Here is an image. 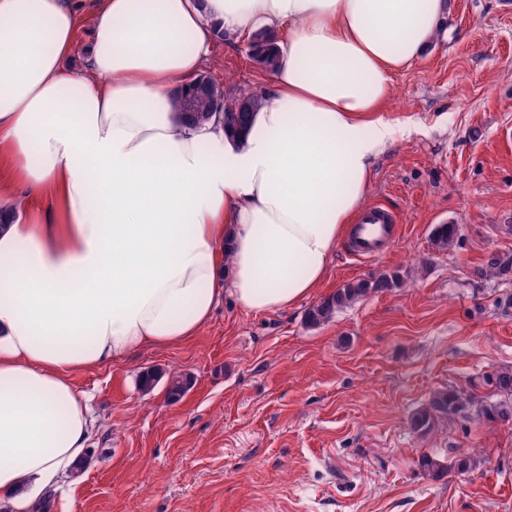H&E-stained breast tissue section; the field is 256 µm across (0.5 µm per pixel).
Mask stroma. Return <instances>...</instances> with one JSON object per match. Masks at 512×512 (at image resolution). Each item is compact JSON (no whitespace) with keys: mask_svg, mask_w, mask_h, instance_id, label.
I'll return each instance as SVG.
<instances>
[{"mask_svg":"<svg viewBox=\"0 0 512 512\" xmlns=\"http://www.w3.org/2000/svg\"><path fill=\"white\" fill-rule=\"evenodd\" d=\"M448 36L395 75L385 119L404 137L375 161L367 201L400 216L381 257L338 245L328 279L291 309L255 314L225 296L200 336L73 374L94 417L86 466L38 512H512V421L465 414L413 432L434 390L491 393L512 367V0H452ZM205 75L268 93L274 75L244 37L215 41ZM458 228L447 249L431 237ZM396 272L310 327L306 310L345 284ZM192 376L179 399L142 372ZM476 451L464 475L420 474L421 453Z\"/></svg>","mask_w":512,"mask_h":512,"instance_id":"35a3bbf8","label":"stroma"}]
</instances>
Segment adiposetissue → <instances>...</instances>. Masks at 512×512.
I'll use <instances>...</instances> for the list:
<instances>
[{"instance_id": "1", "label": "adipose tissue", "mask_w": 512, "mask_h": 512, "mask_svg": "<svg viewBox=\"0 0 512 512\" xmlns=\"http://www.w3.org/2000/svg\"><path fill=\"white\" fill-rule=\"evenodd\" d=\"M0 0V503L31 512L81 462L75 370L199 336L322 286L399 130L394 76L450 0ZM266 30L274 87L247 133L174 107L216 30ZM93 37V23L91 15H87L86 21L77 36V50L73 56L67 61L68 66L74 70H82L84 68L86 50Z\"/></svg>"}]
</instances>
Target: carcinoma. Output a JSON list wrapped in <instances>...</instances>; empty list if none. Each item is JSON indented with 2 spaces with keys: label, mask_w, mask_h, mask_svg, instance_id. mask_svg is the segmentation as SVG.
Wrapping results in <instances>:
<instances>
[{
  "label": "carcinoma",
  "mask_w": 512,
  "mask_h": 512,
  "mask_svg": "<svg viewBox=\"0 0 512 512\" xmlns=\"http://www.w3.org/2000/svg\"><path fill=\"white\" fill-rule=\"evenodd\" d=\"M249 50L266 69L275 70L278 62V49L267 42L262 31L259 30L249 36ZM204 83L207 84V89L203 93H197L188 98L182 96L177 100L178 110L189 115L190 119L196 123L206 122L212 116L222 112L224 113V125L237 133L245 131L250 114L260 103L261 96L252 92H239L244 111L231 112L222 109L224 89L208 78L204 79ZM456 235L457 229L453 224H439L433 232V238L440 247L448 246V243L453 241ZM400 284L401 277L397 273L382 274L376 279L346 284L328 298L310 306L305 312V322L311 327H318L361 297L390 290ZM484 382L492 389V394L499 396V399L478 403L473 416L488 422L512 420V369H500L484 377ZM192 385L191 376L173 374L169 378L168 393L176 399L184 395ZM473 400L472 395L460 389L436 390L428 403L412 414L410 427L413 431L424 434L432 429L437 418L442 415L457 414L463 411V408L470 407ZM474 462L475 458L469 453L460 456L452 463L436 453H426L419 457L417 466L422 474L439 478L450 469H455L461 474L466 473L471 470Z\"/></svg>",
  "instance_id": "1"
}]
</instances>
